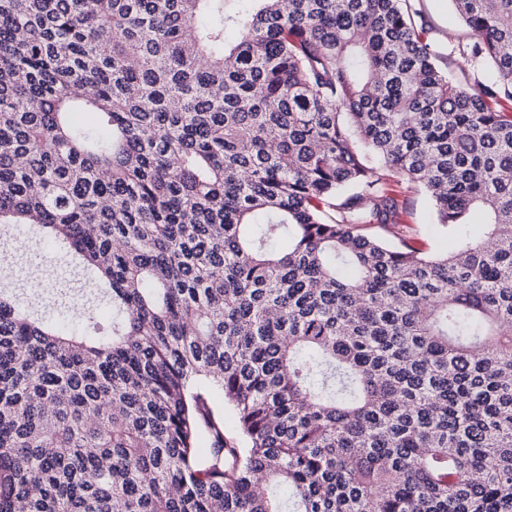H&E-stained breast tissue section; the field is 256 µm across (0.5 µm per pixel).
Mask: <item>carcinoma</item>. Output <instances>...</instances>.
I'll return each mask as SVG.
<instances>
[{
  "instance_id": "cac0c4a2",
  "label": "carcinoma",
  "mask_w": 512,
  "mask_h": 512,
  "mask_svg": "<svg viewBox=\"0 0 512 512\" xmlns=\"http://www.w3.org/2000/svg\"><path fill=\"white\" fill-rule=\"evenodd\" d=\"M414 2L0 0V512H512V0ZM416 7L421 9L422 23L430 36L441 47L443 53L440 65L451 71L458 80L472 85L476 80H484L490 74L487 68H474L456 53L450 54L458 43L465 42L468 30L455 12L449 0H419ZM397 190H401L397 188ZM400 200L403 209L400 210L401 221L415 231L428 250L434 253L447 252L454 239V234L447 228L436 224L432 205L426 194L417 189H402Z\"/></svg>"
}]
</instances>
